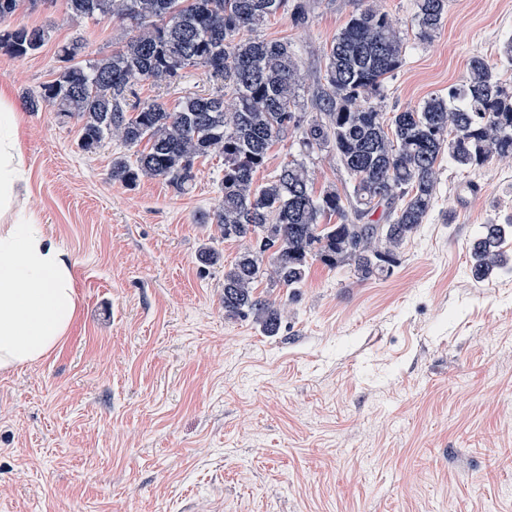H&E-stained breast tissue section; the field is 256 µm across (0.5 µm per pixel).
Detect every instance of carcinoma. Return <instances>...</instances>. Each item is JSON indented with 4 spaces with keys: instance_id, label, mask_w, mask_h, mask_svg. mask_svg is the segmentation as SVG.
Here are the masks:
<instances>
[{
    "instance_id": "1",
    "label": "carcinoma",
    "mask_w": 512,
    "mask_h": 512,
    "mask_svg": "<svg viewBox=\"0 0 512 512\" xmlns=\"http://www.w3.org/2000/svg\"><path fill=\"white\" fill-rule=\"evenodd\" d=\"M76 17L117 15L128 21L122 45L84 58L83 39L60 47L62 66L27 100L35 111L52 105L81 122L79 145L93 152L116 136L145 148L131 160H112L110 177L133 187L162 177L178 191L194 180L196 159L224 157L222 200L205 214L226 240L245 248L224 269V312L252 318L268 333L281 322L276 301L255 293L273 284L300 288L311 266L347 270L360 281L387 278L400 250L435 209L440 161L470 173L512 157V39L498 62L468 61L467 80L418 108L391 114L373 98L403 65L407 32L372 0H356L326 52L322 90L299 100V60L288 43L244 36L275 15L285 0H64ZM416 37L441 31L448 0H414ZM43 27L16 24L0 33V50L15 57L38 54L50 40ZM189 67H203L222 83L213 94L185 96L169 106L131 105L144 80L171 82ZM312 111H305V107ZM296 133L298 157L272 179L255 182L274 142ZM325 150L350 178V187L315 193L306 159ZM383 208L382 223L370 216ZM336 223H331V219ZM512 221L483 224L470 243L473 272L500 273Z\"/></svg>"
}]
</instances>
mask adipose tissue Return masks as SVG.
I'll list each match as a JSON object with an SVG mask.
<instances>
[{
	"instance_id": "adipose-tissue-1",
	"label": "adipose tissue",
	"mask_w": 512,
	"mask_h": 512,
	"mask_svg": "<svg viewBox=\"0 0 512 512\" xmlns=\"http://www.w3.org/2000/svg\"><path fill=\"white\" fill-rule=\"evenodd\" d=\"M18 114L0 95V371L39 362L65 339L78 301L67 253L25 210Z\"/></svg>"
}]
</instances>
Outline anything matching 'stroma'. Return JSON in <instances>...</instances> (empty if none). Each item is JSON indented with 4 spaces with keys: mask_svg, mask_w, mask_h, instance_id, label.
Returning <instances> with one entry per match:
<instances>
[{
    "mask_svg": "<svg viewBox=\"0 0 512 512\" xmlns=\"http://www.w3.org/2000/svg\"><path fill=\"white\" fill-rule=\"evenodd\" d=\"M255 30L287 42L302 98L354 0H307ZM18 22L49 29L31 57L0 53V94L20 116L26 210L67 252L78 315L47 358L0 373V512H512V273L470 271L482 224L512 219V160L469 175L441 162L437 202L387 278L313 264L303 287L257 290L282 304L280 330L224 312V269L243 244L201 223L221 198L224 160L198 159L177 192L161 177L110 178L116 139L88 153L77 119L26 100L54 79L57 51L83 37L106 54L127 27L76 18L62 0ZM512 0H448L429 43L408 39L377 104L420 106L496 61ZM204 68L139 82L135 102L214 92ZM315 191L344 188L336 155L307 162ZM212 248L221 262L199 261Z\"/></svg>",
    "mask_w": 512,
    "mask_h": 512,
    "instance_id": "stroma-1",
    "label": "stroma"
}]
</instances>
